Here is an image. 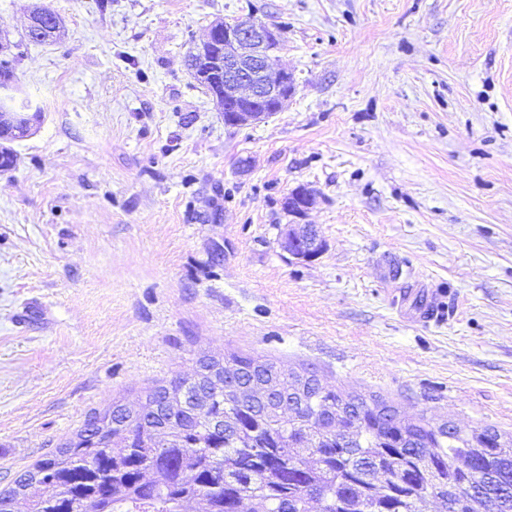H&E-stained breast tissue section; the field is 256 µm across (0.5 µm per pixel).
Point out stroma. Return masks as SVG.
<instances>
[{"label":"stroma","instance_id":"1","mask_svg":"<svg viewBox=\"0 0 512 512\" xmlns=\"http://www.w3.org/2000/svg\"><path fill=\"white\" fill-rule=\"evenodd\" d=\"M224 19L281 31L267 121L185 66ZM1 35L43 115L0 172V489L205 355L512 434V0H0ZM53 15L54 17L48 21V25L46 26L47 29L44 32L43 20H46ZM27 28H31L33 35H38V39H41L42 36L43 39L39 41L32 40V33L28 30L25 32V38L30 41L43 43L48 41L53 42L59 39L62 33L63 25L61 18L56 13L54 14L53 10L45 7L42 11L39 12V14L32 13L31 20L29 21ZM43 32L44 34L42 35ZM316 204V195L303 186L288 193V215L295 220L289 222L281 234L282 246L294 259L309 261L316 257L322 247L312 224H301Z\"/></svg>","mask_w":512,"mask_h":512}]
</instances>
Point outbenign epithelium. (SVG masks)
<instances>
[{"label": "benign epithelium", "mask_w": 512, "mask_h": 512, "mask_svg": "<svg viewBox=\"0 0 512 512\" xmlns=\"http://www.w3.org/2000/svg\"><path fill=\"white\" fill-rule=\"evenodd\" d=\"M204 43L220 49L209 61L213 66L209 75L214 77L213 100L223 101L219 108L224 111V124L243 127L260 123L272 117L266 111L268 105L281 110L295 95L292 73L279 64L281 33L277 29L246 20H225L210 29ZM18 93L14 83L0 82V126L19 119L27 110L24 102L16 105ZM315 204V193L304 186L288 193V215L293 221L281 234L282 246L297 260H311L322 247L314 226L300 223Z\"/></svg>", "instance_id": "1"}]
</instances>
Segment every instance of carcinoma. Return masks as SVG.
Instances as JSON below:
<instances>
[{"label":"carcinoma","instance_id":"obj_1","mask_svg":"<svg viewBox=\"0 0 512 512\" xmlns=\"http://www.w3.org/2000/svg\"><path fill=\"white\" fill-rule=\"evenodd\" d=\"M201 52L188 67L209 88ZM243 385L272 380L275 401L229 400L205 368ZM252 356L198 360L186 377L114 403L0 491V512H512V437L405 418L381 398ZM476 483L482 492L455 491ZM315 494H308V490Z\"/></svg>","mask_w":512,"mask_h":512}]
</instances>
